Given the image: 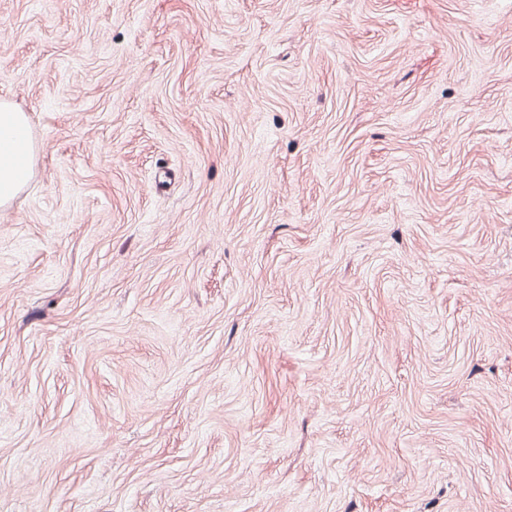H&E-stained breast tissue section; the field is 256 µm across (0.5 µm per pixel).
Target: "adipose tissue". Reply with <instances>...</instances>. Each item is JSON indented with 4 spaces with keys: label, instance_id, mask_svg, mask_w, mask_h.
Instances as JSON below:
<instances>
[{
    "label": "adipose tissue",
    "instance_id": "ef3b65f1",
    "mask_svg": "<svg viewBox=\"0 0 512 512\" xmlns=\"http://www.w3.org/2000/svg\"><path fill=\"white\" fill-rule=\"evenodd\" d=\"M34 145L28 115L0 99V207L9 205L32 176Z\"/></svg>",
    "mask_w": 512,
    "mask_h": 512
}]
</instances>
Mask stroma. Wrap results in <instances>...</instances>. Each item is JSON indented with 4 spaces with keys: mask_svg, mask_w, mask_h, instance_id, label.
I'll return each mask as SVG.
<instances>
[{
    "mask_svg": "<svg viewBox=\"0 0 512 512\" xmlns=\"http://www.w3.org/2000/svg\"><path fill=\"white\" fill-rule=\"evenodd\" d=\"M0 512H512V0H0ZM34 145L28 115L0 99V207L9 205L32 176Z\"/></svg>",
    "mask_w": 512,
    "mask_h": 512,
    "instance_id": "stroma-1",
    "label": "stroma"
}]
</instances>
